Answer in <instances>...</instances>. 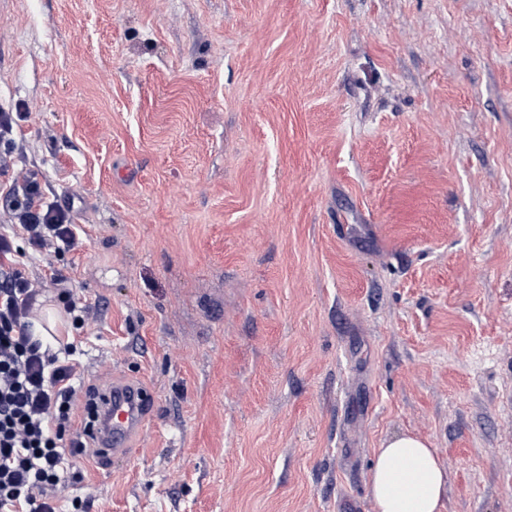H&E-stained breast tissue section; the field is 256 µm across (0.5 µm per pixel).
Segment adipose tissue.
<instances>
[{"instance_id":"adipose-tissue-1","label":"adipose tissue","mask_w":512,"mask_h":512,"mask_svg":"<svg viewBox=\"0 0 512 512\" xmlns=\"http://www.w3.org/2000/svg\"><path fill=\"white\" fill-rule=\"evenodd\" d=\"M368 485L375 512H446L445 464L419 436L406 433L383 441Z\"/></svg>"}]
</instances>
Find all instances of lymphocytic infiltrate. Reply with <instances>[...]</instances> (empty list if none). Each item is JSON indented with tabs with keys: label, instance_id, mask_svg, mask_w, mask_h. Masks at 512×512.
Wrapping results in <instances>:
<instances>
[{
	"label": "lymphocytic infiltrate",
	"instance_id": "lymphocytic-infiltrate-1",
	"mask_svg": "<svg viewBox=\"0 0 512 512\" xmlns=\"http://www.w3.org/2000/svg\"><path fill=\"white\" fill-rule=\"evenodd\" d=\"M13 124L12 113H0V175L9 179L0 192V213L9 218L0 226V512H60L65 490L81 480L76 458L90 454L102 411L95 388L82 383L76 344L56 348L44 341L33 310L53 294L78 330L89 308L77 304L61 272L32 277L24 260L31 252L56 256L74 249L81 230L70 207L45 202L39 172L15 152Z\"/></svg>",
	"mask_w": 512,
	"mask_h": 512
}]
</instances>
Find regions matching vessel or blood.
Wrapping results in <instances>:
<instances>
[{"label":"vessel or blood","mask_w":512,"mask_h":512,"mask_svg":"<svg viewBox=\"0 0 512 512\" xmlns=\"http://www.w3.org/2000/svg\"><path fill=\"white\" fill-rule=\"evenodd\" d=\"M153 398L140 384H113L103 410L106 427L97 437L100 458L109 460L125 455L135 438L141 434Z\"/></svg>","instance_id":"1"}]
</instances>
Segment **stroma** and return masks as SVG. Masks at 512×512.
Masks as SVG:
<instances>
[{
	"label": "stroma",
	"instance_id": "1",
	"mask_svg": "<svg viewBox=\"0 0 512 512\" xmlns=\"http://www.w3.org/2000/svg\"><path fill=\"white\" fill-rule=\"evenodd\" d=\"M0 110L92 311L84 381L154 406L92 512H373L427 439L512 512V0H12Z\"/></svg>",
	"mask_w": 512,
	"mask_h": 512
}]
</instances>
